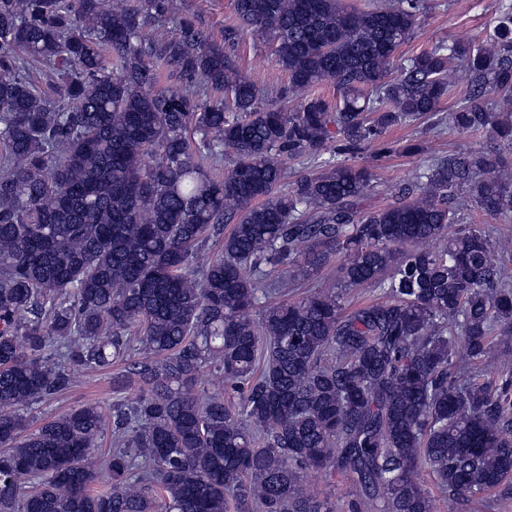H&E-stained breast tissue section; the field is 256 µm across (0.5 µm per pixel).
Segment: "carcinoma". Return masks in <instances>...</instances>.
I'll return each mask as SVG.
<instances>
[{"label": "carcinoma", "mask_w": 512, "mask_h": 512, "mask_svg": "<svg viewBox=\"0 0 512 512\" xmlns=\"http://www.w3.org/2000/svg\"><path fill=\"white\" fill-rule=\"evenodd\" d=\"M119 2L0 0V512H336L310 471L343 475L353 512H436L425 470L450 506L511 490L512 284L493 254L512 243L448 227L469 202L512 215V5L480 43L401 60L424 0H234L224 44L270 38L287 110L192 19L148 37L167 0ZM454 61L470 83L448 128L498 150L451 154L361 210L373 179L348 158L437 115ZM168 76L182 91L153 92ZM326 82L334 101L314 93ZM331 142L341 159L320 160ZM288 152L315 169L282 192ZM334 256L335 287L262 304ZM364 288L381 299L351 305ZM498 362L497 381L476 371ZM119 364L136 397L26 430L20 410L70 368Z\"/></svg>", "instance_id": "carcinoma-1"}]
</instances>
